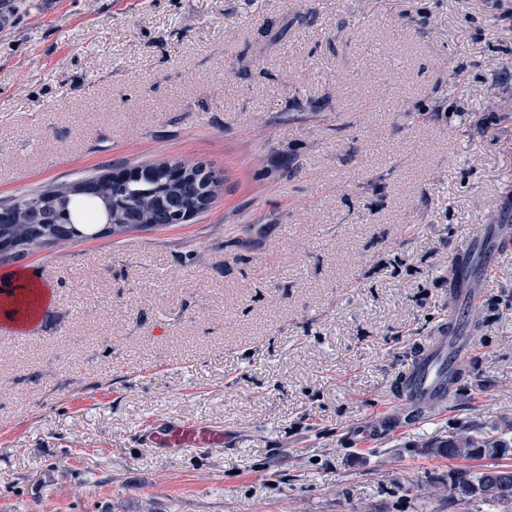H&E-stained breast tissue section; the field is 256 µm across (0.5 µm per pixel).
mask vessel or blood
I'll list each match as a JSON object with an SVG mask.
<instances>
[{"label":"vessel or blood","mask_w":512,"mask_h":512,"mask_svg":"<svg viewBox=\"0 0 512 512\" xmlns=\"http://www.w3.org/2000/svg\"><path fill=\"white\" fill-rule=\"evenodd\" d=\"M472 251L462 247L453 262L448 318L397 376V397L389 413L369 420L363 434L376 436L391 430L399 419L419 418L425 405H442L457 383L458 367L465 350L458 328L469 305L478 303L480 293L468 286ZM143 441L158 452L172 455L184 448H220L223 429L196 422L166 421L149 429Z\"/></svg>","instance_id":"1"}]
</instances>
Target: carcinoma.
<instances>
[{
	"instance_id": "1",
	"label": "carcinoma",
	"mask_w": 512,
	"mask_h": 512,
	"mask_svg": "<svg viewBox=\"0 0 512 512\" xmlns=\"http://www.w3.org/2000/svg\"><path fill=\"white\" fill-rule=\"evenodd\" d=\"M169 163L149 166L151 174L117 186L103 176H86L72 186L51 188L36 195L20 196L6 206L19 217L17 224L0 226V239L6 238L11 247L27 246L35 241L52 243L59 233L61 218L84 230L103 224L99 233L125 230L136 222L143 228L168 224L177 211L197 197L213 198L216 182L199 165H182L184 182L168 178ZM79 199L96 203L104 214L100 223L87 216H73L72 208ZM509 445L498 440H482L465 436L450 441L440 451L450 457L495 456L497 448ZM448 486L467 489V494L448 492V498L460 503L477 502L500 512H512V466H497L478 471H462L448 477Z\"/></svg>"
}]
</instances>
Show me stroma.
<instances>
[{
    "label": "stroma",
    "instance_id": "stroma-1",
    "mask_svg": "<svg viewBox=\"0 0 512 512\" xmlns=\"http://www.w3.org/2000/svg\"><path fill=\"white\" fill-rule=\"evenodd\" d=\"M160 162L181 224L0 253V512H463L441 454L512 442V249L439 409L358 428L512 226V0H0V204ZM180 419L221 448L141 441ZM12 277L23 284V290L22 293L5 302L4 309H2L3 321L17 329H26L34 323L36 318L31 317V311L26 312V307H20L21 301L35 298L31 307L35 304L41 307L46 293L39 289L37 281L30 275L14 273ZM37 289L39 290L37 291ZM501 446V447H500ZM496 448H503L501 453H497ZM511 448L504 441L498 440H482L477 437L465 436L460 440L448 442L440 451L448 454V457H461V456H496L505 454V450Z\"/></svg>",
    "mask_w": 512,
    "mask_h": 512
}]
</instances>
